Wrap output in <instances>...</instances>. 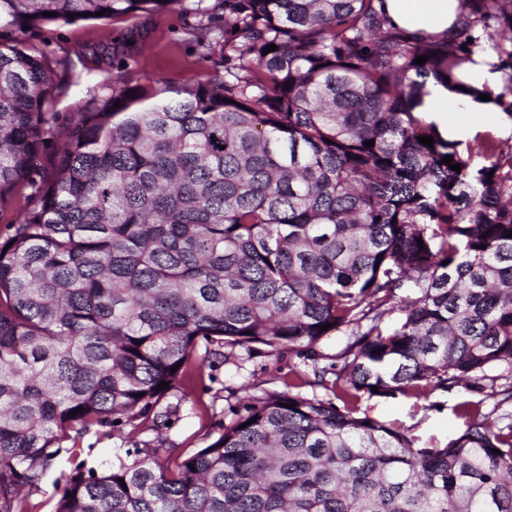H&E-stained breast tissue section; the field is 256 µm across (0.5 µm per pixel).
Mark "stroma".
Segmentation results:
<instances>
[{
  "mask_svg": "<svg viewBox=\"0 0 512 512\" xmlns=\"http://www.w3.org/2000/svg\"><path fill=\"white\" fill-rule=\"evenodd\" d=\"M197 21L184 0L162 12H139L101 21L67 24L56 22L26 33L30 46L56 66L49 109L57 120L54 135L40 153L33 183L19 187L14 198L0 206V237L10 232L18 211L36 200V183L51 177L57 148L65 139L73 116L124 85L146 84L165 79L170 86L186 80L207 81L224 68L219 46L202 48L195 40ZM449 133L458 140L493 135L502 149L512 148V113L489 112L475 120H448ZM196 371L185 382L183 398L167 424L144 420L139 426L125 425L114 431L92 428L78 440L76 454L58 458L38 489L24 492L23 512H55L62 490L61 475L95 468L104 470L117 460L118 449L154 448L160 461L182 460L212 443L222 431L230 404L243 397L245 382L268 379L280 382L304 372L302 356L296 353L257 354L242 367L225 363L222 357L197 352ZM464 389L438 391L425 400L403 396L375 398L371 414L382 421L401 424L419 445L446 442L463 427L455 412L464 400Z\"/></svg>",
  "mask_w": 512,
  "mask_h": 512,
  "instance_id": "obj_1",
  "label": "stroma"
}]
</instances>
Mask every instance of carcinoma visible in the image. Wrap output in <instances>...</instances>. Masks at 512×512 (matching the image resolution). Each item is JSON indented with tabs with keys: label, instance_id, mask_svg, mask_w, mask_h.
Listing matches in <instances>:
<instances>
[{
	"label": "carcinoma",
	"instance_id": "cac0c4a2",
	"mask_svg": "<svg viewBox=\"0 0 512 512\" xmlns=\"http://www.w3.org/2000/svg\"><path fill=\"white\" fill-rule=\"evenodd\" d=\"M173 2L0 0L1 204L55 122V70L15 33ZM459 8L451 38L416 40L384 0H218L224 31L197 8L196 36L223 39L224 75L172 96L125 86L79 114L0 240V512L82 433L148 417L199 346L302 352L315 381L230 408L174 471L137 448L70 477L55 512H512L509 415L463 401L461 433L418 448L366 406L460 385L512 401L490 374L512 372V150L484 138L475 169L417 111L431 78L512 97V74L498 93L461 79L476 30L512 59V0Z\"/></svg>",
	"mask_w": 512,
	"mask_h": 512
}]
</instances>
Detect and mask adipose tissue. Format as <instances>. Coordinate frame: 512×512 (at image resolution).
<instances>
[{
  "label": "adipose tissue",
  "instance_id": "ef3b65f1",
  "mask_svg": "<svg viewBox=\"0 0 512 512\" xmlns=\"http://www.w3.org/2000/svg\"><path fill=\"white\" fill-rule=\"evenodd\" d=\"M459 0H386V11L393 25L404 34L420 37L426 34H451L458 19ZM422 112L437 129H444L448 114L475 116L495 111L490 101H476L450 91L445 85L429 81Z\"/></svg>",
  "mask_w": 512,
  "mask_h": 512
}]
</instances>
